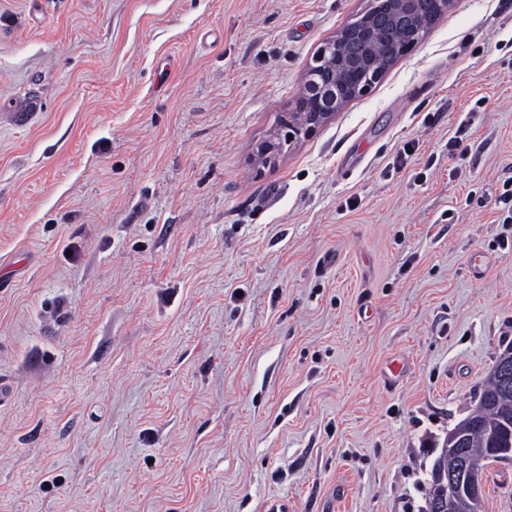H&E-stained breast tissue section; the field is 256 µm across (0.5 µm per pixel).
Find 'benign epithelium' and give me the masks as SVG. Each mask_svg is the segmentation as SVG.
Masks as SVG:
<instances>
[{
    "instance_id": "7a95c632",
    "label": "benign epithelium",
    "mask_w": 512,
    "mask_h": 512,
    "mask_svg": "<svg viewBox=\"0 0 512 512\" xmlns=\"http://www.w3.org/2000/svg\"><path fill=\"white\" fill-rule=\"evenodd\" d=\"M453 0H370L368 8L345 26L336 38L321 47L311 71L316 76L304 82L296 110L288 113L286 143L309 137L355 97L367 94L384 75L388 60L411 52L428 30L443 15ZM410 32V37L391 41L388 52L374 44L378 30ZM283 142L269 141L258 149L260 159L276 160ZM504 387H512V351L501 354L494 363ZM437 489L428 501V512H455L465 505L470 512L480 508L483 477L472 475L467 483L455 475L435 470Z\"/></svg>"
}]
</instances>
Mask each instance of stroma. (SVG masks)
I'll return each mask as SVG.
<instances>
[{
    "mask_svg": "<svg viewBox=\"0 0 512 512\" xmlns=\"http://www.w3.org/2000/svg\"><path fill=\"white\" fill-rule=\"evenodd\" d=\"M367 2L0 0V512H421L512 346V0L261 164Z\"/></svg>",
    "mask_w": 512,
    "mask_h": 512,
    "instance_id": "1",
    "label": "stroma"
}]
</instances>
